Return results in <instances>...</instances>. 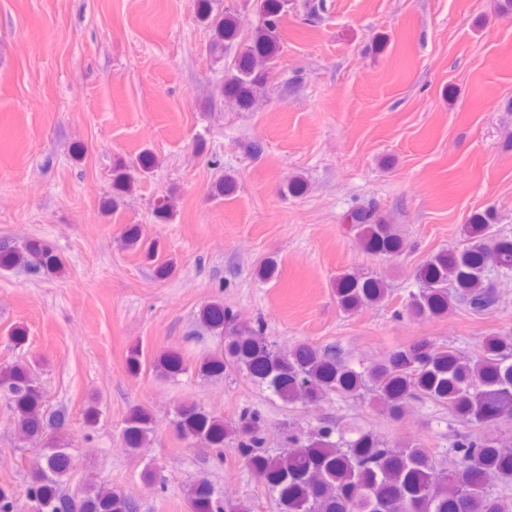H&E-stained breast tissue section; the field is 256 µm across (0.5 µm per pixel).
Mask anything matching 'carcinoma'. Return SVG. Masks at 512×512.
Returning <instances> with one entry per match:
<instances>
[{
    "instance_id": "obj_1",
    "label": "carcinoma",
    "mask_w": 512,
    "mask_h": 512,
    "mask_svg": "<svg viewBox=\"0 0 512 512\" xmlns=\"http://www.w3.org/2000/svg\"><path fill=\"white\" fill-rule=\"evenodd\" d=\"M288 0H263L252 41L241 51L219 94L247 105L272 72L280 48L278 25ZM211 28L210 49L224 53L240 32L232 12L212 14L209 0L199 6ZM364 247L394 256L404 240L394 225L367 207L350 215ZM468 244L460 252L440 251L417 270L421 288L408 294L406 310L415 318L441 317L455 304L481 314L493 306V293L483 283L488 263L502 276L512 275V238L490 235L489 219L476 216L464 225ZM125 247L146 246L157 258L155 244H145L141 226L129 228ZM60 260L39 239L16 243L0 239V270H20L32 277L58 272ZM391 289L375 278L346 275L336 279V300L347 312L377 306ZM198 322L224 348L198 362L202 375L235 372L266 388L288 408L307 407L336 395L362 399L392 422L399 421L415 400L448 409L459 423L448 459H440L414 440L392 443L356 422H323L307 433L288 429L282 450L266 448V419L246 408L229 425L196 403L180 405L172 424L178 437L217 453L232 445L246 468L267 487L275 512H512V502L495 487L512 486V446L481 434L512 420V334L483 337L476 352L466 355L453 346L423 339L388 351L369 364L347 362L333 346L299 343L282 352L260 326L236 322L219 302L201 307ZM152 370L162 377L188 371L185 358L164 351ZM0 401L12 412V423L36 451L26 490L37 512H137L138 504L107 481L85 483L75 497L67 482L77 462L71 449L48 437L66 426L63 410H50L31 365L19 358L0 366ZM154 433V416L144 406L132 408L121 436L131 452L146 447ZM188 512H253L250 502L216 495L209 480L200 479L186 493Z\"/></svg>"
}]
</instances>
